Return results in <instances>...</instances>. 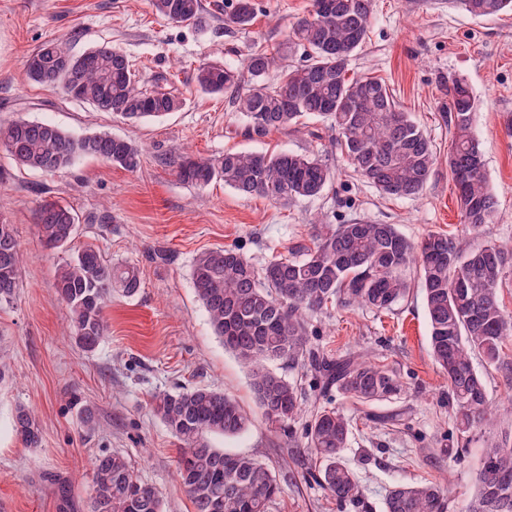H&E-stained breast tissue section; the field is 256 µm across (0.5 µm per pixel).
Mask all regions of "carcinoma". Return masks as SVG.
<instances>
[{
	"mask_svg": "<svg viewBox=\"0 0 512 512\" xmlns=\"http://www.w3.org/2000/svg\"><path fill=\"white\" fill-rule=\"evenodd\" d=\"M152 10L175 24L204 29L209 15L202 0H150ZM475 17L512 13V0H448ZM256 0H232L225 23L249 26ZM373 0H312L297 18L287 40L269 50L254 49L242 67L201 63L200 91L229 94L247 120L246 134L264 137L273 130L317 117L336 133L332 141L353 171L381 194L415 198L427 186L438 157L424 131L394 99L387 85L370 76H348L351 58L365 41ZM303 59L288 63L296 50ZM279 78L269 81L273 70ZM32 81L51 87L131 123L178 111L182 101L170 94L139 88L126 55L101 45L75 55L63 40L43 43L26 61ZM445 117L452 128L448 174L455 183L463 223L478 230L494 221L497 200L489 187L483 145L474 131L476 99L468 83L451 78ZM0 148L22 167L52 174L83 157H96L125 169L140 161L138 148L107 131L76 137L58 126L18 119L0 129ZM177 178L206 187L222 181L245 197L258 196L286 205L321 196L334 172L321 159L291 151H226L219 158L173 153ZM40 241L50 249L68 246L76 234V216L58 202L38 210ZM298 255L278 257L256 268L238 248L199 254L191 267L192 285L209 323L224 348L251 371L259 407L283 435L310 450L309 476L336 501L341 512L364 507L360 481L345 463L343 450L350 419L340 410L317 405L302 428L295 427L305 393L295 381L270 370L279 361L311 374L327 390L336 388L366 409L371 421L394 425L397 413H374L401 392L397 372L360 353L329 355L309 342L307 316L334 309L366 307L394 310L410 293L407 271L414 266L430 325V350L448 378V406L461 438L480 428L489 414L483 375L472 357L486 366L505 363L503 347L512 338V315L499 298L505 271L512 269V245L488 242L462 254L455 239L432 233L421 242L406 238L394 224L356 220L315 226L313 246H296ZM22 250L14 226L0 224V303L17 295ZM140 287L135 267L111 266L94 244L78 249L55 275L58 300L69 314V333L87 352L107 333L105 308L112 289L132 295ZM154 412L181 442L177 476L194 512H268L281 486L261 460L213 447L208 436L243 433L249 423L239 403L222 391L196 387L153 397ZM15 435L27 448L42 442V429L26 407L15 408ZM88 512H163L158 488L140 480L120 453L100 455ZM448 501L436 483L396 484L385 512H447ZM467 512H512V444L494 441L483 451L478 493Z\"/></svg>",
	"mask_w": 512,
	"mask_h": 512,
	"instance_id": "cac0c4a2",
	"label": "carcinoma"
}]
</instances>
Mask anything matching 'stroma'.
Masks as SVG:
<instances>
[{"label": "stroma", "mask_w": 512, "mask_h": 512, "mask_svg": "<svg viewBox=\"0 0 512 512\" xmlns=\"http://www.w3.org/2000/svg\"><path fill=\"white\" fill-rule=\"evenodd\" d=\"M252 26L224 24L231 0H203L214 15L208 28L174 24L149 0H0V128L23 118L48 121L75 135L109 130L130 140L140 164L130 171L95 158L44 174L18 166L0 149V216L13 224L24 252L16 300L0 306V358L11 368L0 383V512H87L96 457L119 452L135 474L162 493L165 512H194L177 473L179 443L151 405L154 394L208 387L234 396L250 424L232 438L211 436L214 447L256 457L282 488L269 512H338L335 501L292 461L288 446L256 403L248 370L214 335L190 279L203 251L238 247L258 266L310 244L314 225L365 220L397 225L411 240L431 233L454 237L463 250L487 242L512 244V14L474 17L448 0H374L368 36L351 71L382 78L395 100L427 134L438 156L451 138L441 112L445 83L465 79L477 102L474 129L484 146L489 185L498 199L493 223L480 231L462 224L457 191L439 167L416 198H385L353 173L331 143L325 124L245 135V120L225 96L195 83L204 61L242 65L255 47L285 41L311 0H257ZM66 38L73 53L101 45L121 50L141 88L162 89L183 101L177 112L132 124L60 89L32 82L25 62L45 41ZM218 157L227 150H288L315 155L335 172L322 196L280 206L243 197L223 183L196 188L179 181L165 159L173 149ZM70 206L77 220L72 246L45 248L36 234L43 201ZM110 223H98L100 214ZM99 245L108 264H129L141 285L131 296L113 291L109 331L94 352L67 334V317L54 275L75 247ZM395 311L367 308L315 315L311 344L334 355L359 351L397 371L404 389L386 403L400 414L394 426H376L351 402L329 391L332 406L351 420L345 458L364 494L363 512H384L396 483L444 484L448 512H465L477 491L488 441L512 438V415L502 395L512 379L486 374L492 414L457 445L448 406V381L435 365L430 328L416 273ZM33 410L40 447L27 448L11 429L16 406ZM92 407L95 429L81 422Z\"/></svg>", "instance_id": "stroma-1"}]
</instances>
